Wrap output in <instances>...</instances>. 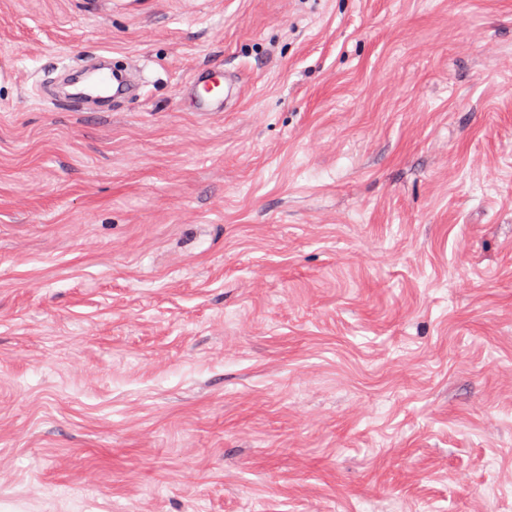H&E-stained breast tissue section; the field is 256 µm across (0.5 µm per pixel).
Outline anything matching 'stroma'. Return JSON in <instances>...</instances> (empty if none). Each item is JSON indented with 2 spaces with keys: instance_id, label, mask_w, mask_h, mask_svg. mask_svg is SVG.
Here are the masks:
<instances>
[{
  "instance_id": "1",
  "label": "stroma",
  "mask_w": 512,
  "mask_h": 512,
  "mask_svg": "<svg viewBox=\"0 0 512 512\" xmlns=\"http://www.w3.org/2000/svg\"><path fill=\"white\" fill-rule=\"evenodd\" d=\"M1 65L0 512H512V0H0ZM186 85L191 91L194 112H228L239 98L238 76L220 67L194 71Z\"/></svg>"
}]
</instances>
